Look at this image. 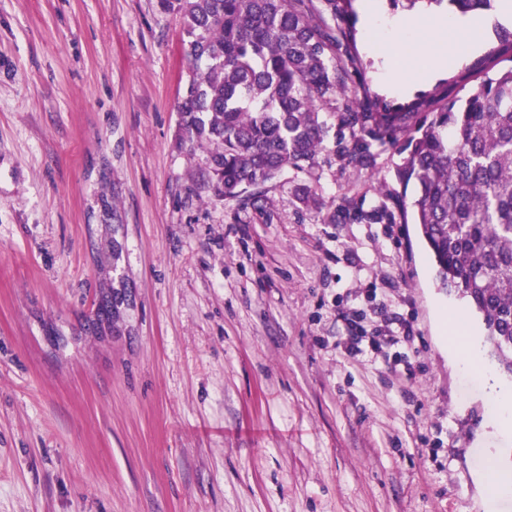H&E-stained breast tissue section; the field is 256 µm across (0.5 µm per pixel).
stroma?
I'll return each mask as SVG.
<instances>
[{
  "label": "stroma",
  "instance_id": "obj_1",
  "mask_svg": "<svg viewBox=\"0 0 512 512\" xmlns=\"http://www.w3.org/2000/svg\"><path fill=\"white\" fill-rule=\"evenodd\" d=\"M468 21L476 52L406 93L356 21L371 93L470 95L512 19ZM182 38L157 0H0V512H512L483 480L512 484V436L450 353L497 371L480 320L444 324L462 301L413 225L297 198L395 200L397 150L208 197L177 146ZM111 237L133 297L98 332ZM354 313L380 349L340 347Z\"/></svg>",
  "mask_w": 512,
  "mask_h": 512
}]
</instances>
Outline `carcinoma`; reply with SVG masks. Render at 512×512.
I'll return each mask as SVG.
<instances>
[{
	"label": "carcinoma",
	"mask_w": 512,
	"mask_h": 512,
	"mask_svg": "<svg viewBox=\"0 0 512 512\" xmlns=\"http://www.w3.org/2000/svg\"><path fill=\"white\" fill-rule=\"evenodd\" d=\"M352 2L158 0L186 34L179 144L205 153L208 196L244 203L288 169H313L324 152L364 167L370 142L396 148V179L415 188L411 210L398 215L415 224L441 287L480 316L512 377V65L493 50L471 63L482 79L467 98L397 108L352 79L363 68L352 31L328 22L354 15ZM389 2L467 15L496 0ZM398 215L383 203L348 218L394 224Z\"/></svg>",
	"instance_id": "cac0c4a2"
}]
</instances>
